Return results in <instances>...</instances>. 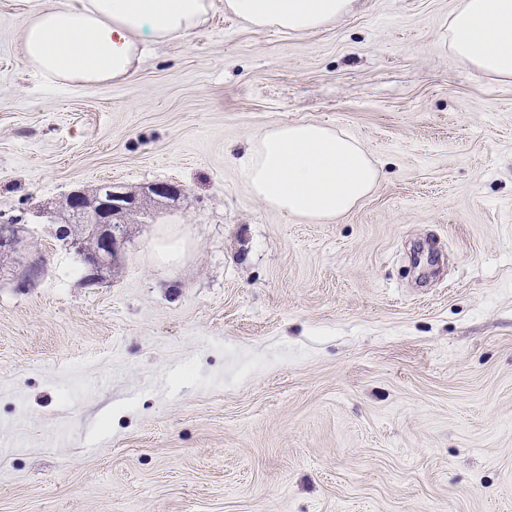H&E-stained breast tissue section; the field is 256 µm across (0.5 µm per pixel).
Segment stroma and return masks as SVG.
I'll list each match as a JSON object with an SVG mask.
<instances>
[{"mask_svg": "<svg viewBox=\"0 0 512 512\" xmlns=\"http://www.w3.org/2000/svg\"><path fill=\"white\" fill-rule=\"evenodd\" d=\"M0 0V512H512V82L448 47L458 0H357L303 36L212 0L133 74L47 82ZM321 122L376 190L317 224L252 196L247 135ZM99 282L38 213L111 183Z\"/></svg>", "mask_w": 512, "mask_h": 512, "instance_id": "1", "label": "stroma"}]
</instances>
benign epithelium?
<instances>
[{"label":"benign epithelium","instance_id":"1","mask_svg":"<svg viewBox=\"0 0 512 512\" xmlns=\"http://www.w3.org/2000/svg\"><path fill=\"white\" fill-rule=\"evenodd\" d=\"M183 192V189L167 183H157L149 187V194L162 200H172ZM71 202L70 216L76 220H87L91 233L95 238L96 248L86 251L80 246L69 243L75 248L78 257L90 278L98 280L103 278V272L112 266V261L118 255L120 245L124 238V225L118 222L122 215L141 208L140 199L129 192L119 191L117 187L107 183L102 185L96 201L87 205L85 195L75 191L69 195ZM18 237L15 229L4 227L0 229V252L17 251ZM44 263L39 257L30 262H20L22 266L21 283L25 286L34 282V276L41 271Z\"/></svg>","mask_w":512,"mask_h":512}]
</instances>
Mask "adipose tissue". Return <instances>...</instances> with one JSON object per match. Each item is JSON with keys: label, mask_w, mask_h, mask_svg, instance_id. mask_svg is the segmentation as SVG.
Returning <instances> with one entry per match:
<instances>
[{"label": "adipose tissue", "mask_w": 512, "mask_h": 512, "mask_svg": "<svg viewBox=\"0 0 512 512\" xmlns=\"http://www.w3.org/2000/svg\"><path fill=\"white\" fill-rule=\"evenodd\" d=\"M355 0H224L254 29L301 35L352 12ZM212 0H77L33 12L21 25L24 61L50 80L120 82L149 44L186 41L206 25ZM448 47L497 81H512V0H459ZM251 194L288 216L327 222L375 189L378 172L355 137L317 122L276 126L250 139L243 165Z\"/></svg>", "instance_id": "ef3b65f1"}]
</instances>
